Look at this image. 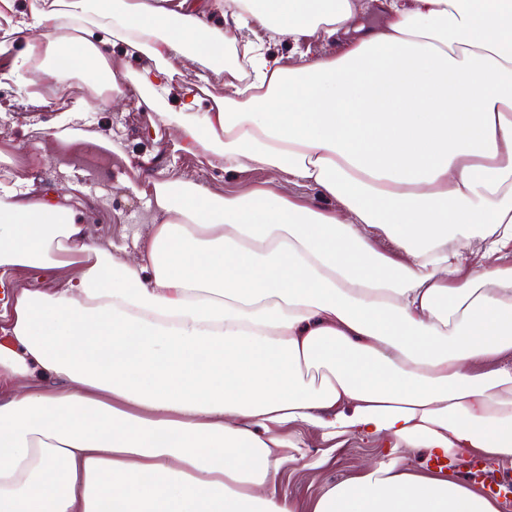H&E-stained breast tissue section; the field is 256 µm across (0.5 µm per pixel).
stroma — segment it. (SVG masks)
<instances>
[{
    "label": "stroma",
    "mask_w": 512,
    "mask_h": 512,
    "mask_svg": "<svg viewBox=\"0 0 512 512\" xmlns=\"http://www.w3.org/2000/svg\"><path fill=\"white\" fill-rule=\"evenodd\" d=\"M16 103L13 87L0 84V151L8 153L0 159V182L34 174L44 184L76 186L91 240L119 258L136 257V240L145 238L155 221L148 205L154 182L182 178L224 196L247 192L270 178L264 169L231 174L218 162L176 149L173 131L142 106L131 112L102 106L88 116L92 132L119 125L120 150L77 143L61 151L51 136L57 113L20 112ZM288 436L302 442L304 457L283 465L278 493L303 503L357 475L362 464L384 458L389 450L384 443L357 435L332 442L305 427L289 428Z\"/></svg>",
    "instance_id": "stroma-1"
}]
</instances>
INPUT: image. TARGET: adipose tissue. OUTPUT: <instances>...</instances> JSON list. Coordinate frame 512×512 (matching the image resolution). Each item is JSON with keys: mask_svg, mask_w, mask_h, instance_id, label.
Wrapping results in <instances>:
<instances>
[{"mask_svg": "<svg viewBox=\"0 0 512 512\" xmlns=\"http://www.w3.org/2000/svg\"><path fill=\"white\" fill-rule=\"evenodd\" d=\"M376 14L380 25L361 18ZM53 88L168 101L177 147L313 190L154 183L128 262L73 195L0 183V512H500L399 448L512 462V0H0ZM340 41L334 56L305 45ZM119 40L136 70L112 64ZM289 40L287 58L271 49ZM224 71L204 99L170 64ZM292 426L393 453L281 497ZM77 272L74 267H65L60 270L44 271L34 268H17L7 276L13 281L12 290L21 288H52L61 278Z\"/></svg>", "mask_w": 512, "mask_h": 512, "instance_id": "1", "label": "adipose tissue"}]
</instances>
